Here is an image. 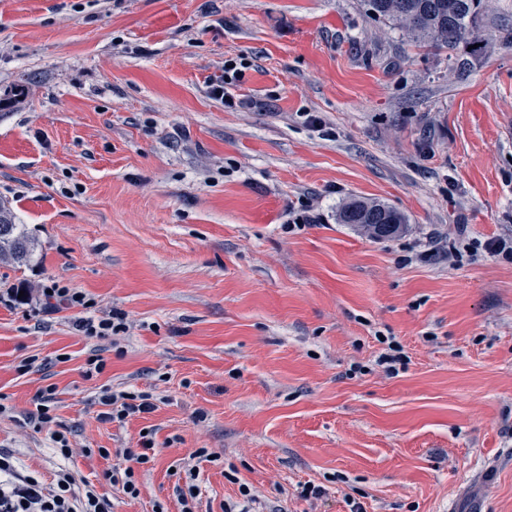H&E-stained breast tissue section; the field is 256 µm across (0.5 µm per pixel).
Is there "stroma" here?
I'll use <instances>...</instances> for the list:
<instances>
[{
  "mask_svg": "<svg viewBox=\"0 0 512 512\" xmlns=\"http://www.w3.org/2000/svg\"><path fill=\"white\" fill-rule=\"evenodd\" d=\"M238 57L228 108L208 81ZM353 199L407 222L371 238L338 221ZM0 200L39 244L0 264V448L44 477L60 461L26 416L51 385L69 467L115 512H178L171 470L199 448L221 455L209 512L242 483L265 512H512V264L448 261L459 233L512 236L511 40L459 71L364 0H0ZM52 284L125 332L6 296ZM105 387L162 402L121 425ZM146 430L131 499L82 451ZM114 319L120 322L115 324ZM123 320L120 314H114L113 312L103 316H83L75 322V330L86 337L106 338L123 328L121 326Z\"/></svg>",
  "mask_w": 512,
  "mask_h": 512,
  "instance_id": "obj_1",
  "label": "stroma"
}]
</instances>
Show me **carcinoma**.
<instances>
[{"mask_svg":"<svg viewBox=\"0 0 512 512\" xmlns=\"http://www.w3.org/2000/svg\"><path fill=\"white\" fill-rule=\"evenodd\" d=\"M379 20L402 30L418 48L448 53L459 66L476 57L499 37L492 22L495 0H366ZM342 224H357L377 239L396 235L406 223L398 210L377 201L353 200L340 213ZM37 242L29 236L6 203H0V262L18 266L30 262Z\"/></svg>","mask_w":512,"mask_h":512,"instance_id":"carcinoma-1","label":"carcinoma"}]
</instances>
